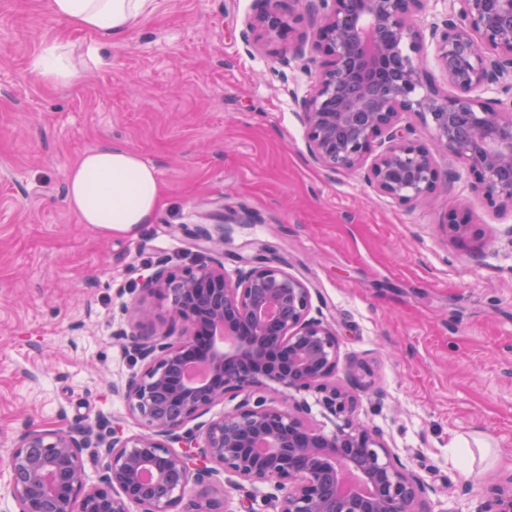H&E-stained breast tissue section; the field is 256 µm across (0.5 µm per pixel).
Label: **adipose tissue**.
<instances>
[{"label": "adipose tissue", "instance_id": "1", "mask_svg": "<svg viewBox=\"0 0 512 512\" xmlns=\"http://www.w3.org/2000/svg\"><path fill=\"white\" fill-rule=\"evenodd\" d=\"M155 0H47L49 12L70 26L107 42L148 19ZM61 43H53L31 62L41 81L70 86L83 73L63 63ZM162 200L160 175L126 147L106 144L84 153L70 167L65 201L80 223L107 233L137 232L151 223Z\"/></svg>", "mask_w": 512, "mask_h": 512}]
</instances>
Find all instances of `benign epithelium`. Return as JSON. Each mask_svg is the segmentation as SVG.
I'll list each match as a JSON object with an SVG mask.
<instances>
[{
    "instance_id": "obj_1",
    "label": "benign epithelium",
    "mask_w": 512,
    "mask_h": 512,
    "mask_svg": "<svg viewBox=\"0 0 512 512\" xmlns=\"http://www.w3.org/2000/svg\"><path fill=\"white\" fill-rule=\"evenodd\" d=\"M265 2L248 22L260 40L291 34L298 7L313 19L295 50L322 59L313 90L298 101L316 164L362 170L375 191L404 204L448 191L430 149L399 126L400 114L413 112L430 117L437 146L466 163L490 203L512 206V0H448V18L431 27L453 98L428 87L416 57L423 36L412 17L426 0ZM489 90L500 94L492 104L479 96ZM248 218L221 217L218 238ZM140 290L112 335L141 371L112 390L144 432H22L7 461L17 512H130L132 504L139 512L179 504L182 512H234L223 472L239 479V490L273 486V512H423V482L355 420L350 391L323 383L336 371L338 342L311 315L307 283L257 253L231 273L218 257L181 271L160 266ZM164 300L181 325L175 338L155 325ZM309 393L332 430L304 417ZM228 399L237 403L190 425ZM88 459L103 462L98 485L87 484ZM191 484L199 490L188 499ZM477 512H512V479Z\"/></svg>"
}]
</instances>
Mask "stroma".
<instances>
[{
    "label": "stroma",
    "mask_w": 512,
    "mask_h": 512,
    "mask_svg": "<svg viewBox=\"0 0 512 512\" xmlns=\"http://www.w3.org/2000/svg\"><path fill=\"white\" fill-rule=\"evenodd\" d=\"M46 2L0 0V482L24 430L141 433L112 391L141 370L112 336L122 307L159 262L196 264L201 232L245 211L219 247L226 270L263 247L308 282L338 334L328 384L423 481L426 512H477L484 482L512 475V208L445 151L447 195L412 205L314 164L295 101L320 68L293 47L309 17L257 48L246 21L261 0H155L96 65L92 35ZM59 37L85 71L71 88L30 71ZM105 143L160 173L163 204L132 236L65 203L68 169ZM451 213L466 235L448 231ZM461 448L491 457L466 477Z\"/></svg>",
    "instance_id": "35a3bbf8"
}]
</instances>
